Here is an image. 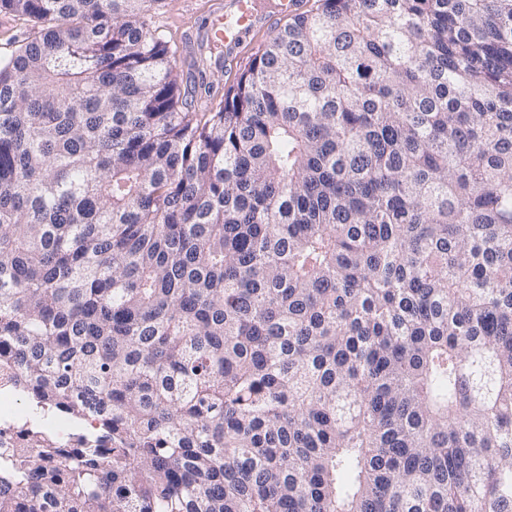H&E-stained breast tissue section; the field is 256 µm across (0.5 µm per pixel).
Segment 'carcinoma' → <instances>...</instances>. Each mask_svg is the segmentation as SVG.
I'll use <instances>...</instances> for the list:
<instances>
[{"label":"carcinoma","instance_id":"carcinoma-1","mask_svg":"<svg viewBox=\"0 0 512 512\" xmlns=\"http://www.w3.org/2000/svg\"><path fill=\"white\" fill-rule=\"evenodd\" d=\"M164 2L0 0V512H512V0ZM215 0H167L168 5L153 18L165 34L179 37L182 32L195 31L208 14L210 4ZM303 2L301 11L302 0H226L224 4L215 3L208 21L207 40L209 45H224V55L213 57L214 66L222 68L223 64L227 66L239 59L249 39L262 30L272 17L309 10L315 1ZM270 10L274 12L269 13ZM23 21L16 17L0 13V58L3 59L10 55L15 46L6 45L5 39L9 35L21 36L24 29ZM17 398L19 399V408L22 417L28 416V410L24 402L20 397L17 396ZM17 398L13 389L9 388L7 385L0 386V453L2 450L14 448L12 444L15 438V432L12 428L11 420L15 417L17 411Z\"/></svg>","mask_w":512,"mask_h":512}]
</instances>
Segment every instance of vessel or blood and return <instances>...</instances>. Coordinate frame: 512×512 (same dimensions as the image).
Returning a JSON list of instances; mask_svg holds the SVG:
<instances>
[{
	"instance_id": "1",
	"label": "vessel or blood",
	"mask_w": 512,
	"mask_h": 512,
	"mask_svg": "<svg viewBox=\"0 0 512 512\" xmlns=\"http://www.w3.org/2000/svg\"><path fill=\"white\" fill-rule=\"evenodd\" d=\"M302 0H216L207 26L209 44L223 45L213 58L215 67L240 58L250 38L262 30L272 16L298 14Z\"/></svg>"
}]
</instances>
